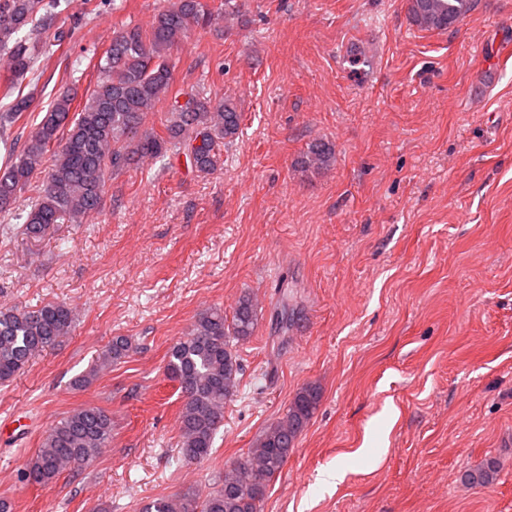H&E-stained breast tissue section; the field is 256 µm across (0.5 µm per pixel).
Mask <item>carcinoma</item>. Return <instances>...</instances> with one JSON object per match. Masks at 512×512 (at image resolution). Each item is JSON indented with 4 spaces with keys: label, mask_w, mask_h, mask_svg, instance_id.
<instances>
[{
    "label": "carcinoma",
    "mask_w": 512,
    "mask_h": 512,
    "mask_svg": "<svg viewBox=\"0 0 512 512\" xmlns=\"http://www.w3.org/2000/svg\"><path fill=\"white\" fill-rule=\"evenodd\" d=\"M475 0H408L411 22L422 30L445 31L472 11ZM59 0H0V55L7 58L5 95L14 93L36 64L39 36L55 26ZM214 14L205 0H166L148 28L125 26L98 63L97 88L73 114L74 96H59L22 144L12 143L10 159L0 166V215L22 222L18 231L40 239L55 224L80 223L102 208L108 179L124 171L134 158H157L182 151L197 171L216 169L218 144L238 135L241 116L222 99L171 94V51L192 31L211 26ZM30 27L32 38L18 37ZM168 102L163 132L145 127L156 105ZM29 107L18 96L0 113V132L12 127ZM329 144H310L305 166L325 164ZM35 196L25 210L18 202L26 189ZM258 321L250 295L241 296L232 317L212 308L201 314L185 336L167 353V377L183 397L179 414V452L184 460L211 457L215 438L224 426V409L239 386L242 365L236 345L248 340ZM75 326L64 302L35 307H0V383L13 380L38 352L54 346ZM131 340L114 336L90 367L73 380L77 389L90 387L112 365L130 356ZM320 403L313 385L301 387L282 421L267 428L246 456L224 468V477L204 495L188 491L157 497L142 512H263L268 483L278 477L298 435L308 426ZM112 441V416L104 409L81 406L46 430L22 479L47 488L65 471L78 473ZM499 464L488 459L467 471L463 481L474 487L493 484Z\"/></svg>",
    "instance_id": "carcinoma-1"
}]
</instances>
